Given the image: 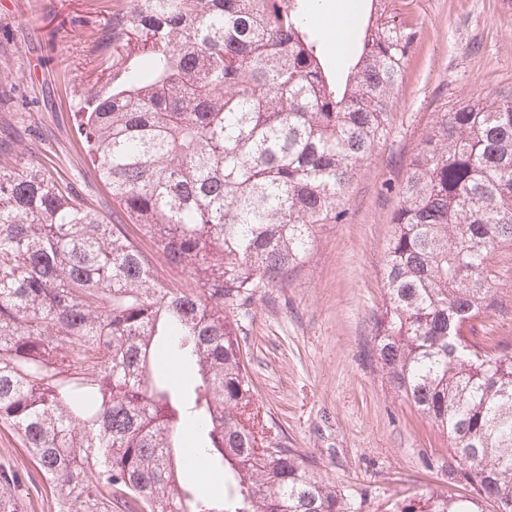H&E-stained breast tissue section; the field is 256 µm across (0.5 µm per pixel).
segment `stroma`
<instances>
[{
	"label": "stroma",
	"mask_w": 512,
	"mask_h": 512,
	"mask_svg": "<svg viewBox=\"0 0 512 512\" xmlns=\"http://www.w3.org/2000/svg\"><path fill=\"white\" fill-rule=\"evenodd\" d=\"M105 0H0V166L55 164L111 217L77 130L94 92L87 52ZM422 38L409 55L391 133L357 174L344 223L323 226L311 260L283 288H266L240 343L255 397L285 446L334 484L352 512H396L410 497L458 494L448 439L398 397L371 354L382 305L395 185L435 112L512 88V0H413ZM21 479L24 512L50 495L16 438L0 427V464Z\"/></svg>",
	"instance_id": "1"
}]
</instances>
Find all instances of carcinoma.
I'll use <instances>...</instances> for the list:
<instances>
[{
  "label": "carcinoma",
  "mask_w": 512,
  "mask_h": 512,
  "mask_svg": "<svg viewBox=\"0 0 512 512\" xmlns=\"http://www.w3.org/2000/svg\"><path fill=\"white\" fill-rule=\"evenodd\" d=\"M363 2L339 82L309 0H108L100 88L78 115L112 223L55 166L0 167V424L52 512H348L277 442L239 336L257 292L344 222L390 134L420 27L396 21L397 0ZM398 197L372 355L472 492L400 512H512V340L484 324L512 313L489 266L512 247V91L439 109ZM142 239L189 284L167 283ZM190 427L214 492L181 480ZM19 488L0 467V512H22Z\"/></svg>",
  "instance_id": "cac0c4a2"
}]
</instances>
